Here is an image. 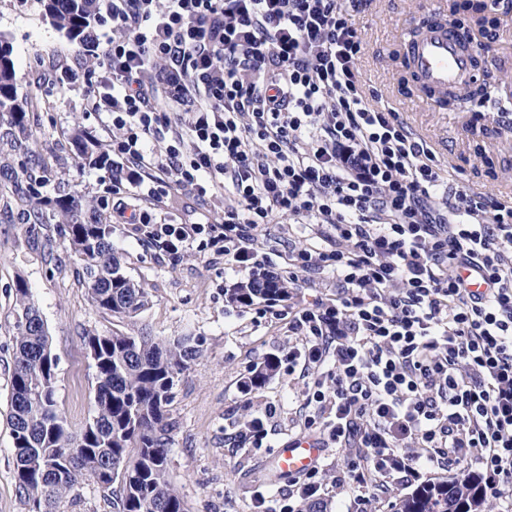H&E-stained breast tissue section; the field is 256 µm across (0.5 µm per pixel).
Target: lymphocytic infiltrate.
I'll return each mask as SVG.
<instances>
[{
	"instance_id": "obj_1",
	"label": "lymphocytic infiltrate",
	"mask_w": 512,
	"mask_h": 512,
	"mask_svg": "<svg viewBox=\"0 0 512 512\" xmlns=\"http://www.w3.org/2000/svg\"><path fill=\"white\" fill-rule=\"evenodd\" d=\"M365 2L104 0L118 35L88 95L129 194L224 205L217 224L139 211L140 240L255 274L273 214L309 219L288 279L324 272L336 292L289 307L301 343L285 358L311 377L304 436L354 451L335 482L355 512L398 476L462 462L512 512V207L448 192L427 143L369 105L350 21Z\"/></svg>"
}]
</instances>
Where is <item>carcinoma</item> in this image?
<instances>
[{
	"mask_svg": "<svg viewBox=\"0 0 512 512\" xmlns=\"http://www.w3.org/2000/svg\"><path fill=\"white\" fill-rule=\"evenodd\" d=\"M44 14L74 44L85 47L100 22L98 0H43ZM13 49L0 35V114L11 135L27 134V116L15 87ZM75 156L110 167L107 150L86 130L74 129ZM51 205L62 218L71 249L83 270L91 306L117 319H133L149 304L143 288L129 278L112 249L111 230L101 213L76 194L55 200L38 197L30 210ZM288 281L255 275L226 289L232 303L288 300ZM15 352L8 420L14 448V478L29 512H56L58 502L84 482L112 493L115 512H185L169 480L167 408L173 388L200 354L199 340L180 336L159 340L143 333L89 331L85 346L95 367L91 420L69 427L56 400V360L38 304L23 278L16 282ZM279 363L270 356L242 381L247 392L262 389ZM393 512H490L475 473L427 481L398 498Z\"/></svg>",
	"mask_w": 512,
	"mask_h": 512,
	"instance_id": "carcinoma-1",
	"label": "carcinoma"
}]
</instances>
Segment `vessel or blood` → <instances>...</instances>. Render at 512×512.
<instances>
[{"mask_svg": "<svg viewBox=\"0 0 512 512\" xmlns=\"http://www.w3.org/2000/svg\"><path fill=\"white\" fill-rule=\"evenodd\" d=\"M418 37L406 41V54L416 81L427 96H445L449 87H462L474 80L473 59L476 48L465 47L457 25L445 14H437L434 22L416 18ZM322 454L321 448L310 440L288 443L281 448L277 463L281 469L303 473L313 467Z\"/></svg>", "mask_w": 512, "mask_h": 512, "instance_id": "vessel-or-blood-1", "label": "vessel or blood"}]
</instances>
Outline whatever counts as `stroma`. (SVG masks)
I'll return each instance as SVG.
<instances>
[{
    "instance_id": "obj_1",
    "label": "stroma",
    "mask_w": 512,
    "mask_h": 512,
    "mask_svg": "<svg viewBox=\"0 0 512 512\" xmlns=\"http://www.w3.org/2000/svg\"><path fill=\"white\" fill-rule=\"evenodd\" d=\"M448 0H369L352 21L362 48L357 76L379 104L399 112L432 149L449 191L470 187L500 202L512 199V101L491 96L462 109H441L414 88L404 61L402 33L427 8ZM488 17L504 19L492 30L482 82L512 84V10L485 4ZM0 35L13 48L15 85L27 110L31 134L22 149L6 138L0 117V512H28L13 478V447L7 423L13 367L15 284L25 279L48 329L56 366V400L73 430L91 416L95 370L83 344L87 330L118 329L169 340L191 334L201 354L173 389L169 407V476L187 512H257L255 493L292 488L297 477L279 473L276 447L298 436L306 413L296 397L305 384L299 373L280 366L266 386L246 393L244 376L267 357L295 343L283 315L287 303L240 307L227 301L235 279L223 259L191 252L174 259L159 248L137 243L131 225L114 216L111 172L76 158L69 136L75 126L104 148L112 146L105 114L95 112L85 90L98 71L82 48L50 25L41 0H0ZM76 69L71 90L60 94L65 69ZM79 191L112 226V248L127 274L149 294L150 303L131 320H118L90 305L58 216L44 207L33 223L24 195L51 200ZM275 405L273 434L266 448L238 445L239 421ZM345 451L327 449L321 483L313 498L317 512H349L353 493L333 478Z\"/></svg>"
}]
</instances>
